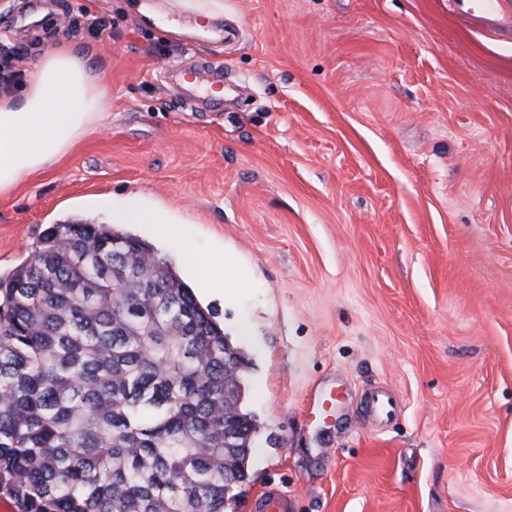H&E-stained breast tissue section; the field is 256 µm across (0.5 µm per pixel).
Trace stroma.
I'll use <instances>...</instances> for the list:
<instances>
[{"instance_id":"stroma-1","label":"stroma","mask_w":512,"mask_h":512,"mask_svg":"<svg viewBox=\"0 0 512 512\" xmlns=\"http://www.w3.org/2000/svg\"><path fill=\"white\" fill-rule=\"evenodd\" d=\"M110 21L66 37L67 7ZM9 0L0 34L96 56L101 129L0 195V274L53 224L166 212L125 232L153 245L242 351L255 419L250 478L292 512H512V38L452 0ZM224 64V109L194 112L169 62ZM249 281L223 296L179 258ZM403 412L377 431L362 387ZM332 405L312 413L315 393Z\"/></svg>"}]
</instances>
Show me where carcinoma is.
<instances>
[{
	"instance_id": "1",
	"label": "carcinoma",
	"mask_w": 512,
	"mask_h": 512,
	"mask_svg": "<svg viewBox=\"0 0 512 512\" xmlns=\"http://www.w3.org/2000/svg\"><path fill=\"white\" fill-rule=\"evenodd\" d=\"M226 350L149 244L51 225L0 275V495L20 512H225L255 431L242 392L224 412Z\"/></svg>"
}]
</instances>
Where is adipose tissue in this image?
Returning a JSON list of instances; mask_svg holds the SVG:
<instances>
[{
    "mask_svg": "<svg viewBox=\"0 0 512 512\" xmlns=\"http://www.w3.org/2000/svg\"><path fill=\"white\" fill-rule=\"evenodd\" d=\"M105 96L91 54L73 44L45 52L22 94L0 99V195L53 167L95 132Z\"/></svg>",
    "mask_w": 512,
    "mask_h": 512,
    "instance_id": "ef3b65f1",
    "label": "adipose tissue"
}]
</instances>
